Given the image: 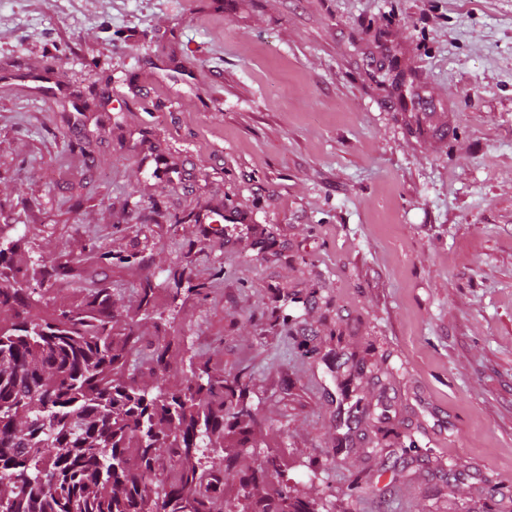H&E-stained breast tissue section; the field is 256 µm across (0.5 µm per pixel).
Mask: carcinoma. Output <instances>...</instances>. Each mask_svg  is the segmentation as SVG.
Here are the masks:
<instances>
[{"mask_svg":"<svg viewBox=\"0 0 512 512\" xmlns=\"http://www.w3.org/2000/svg\"><path fill=\"white\" fill-rule=\"evenodd\" d=\"M27 289L0 283V512H226L234 472L258 488L279 474L266 456L245 469L241 452L202 467L198 448L256 418L243 390L208 379L147 389L125 373L131 336H113L111 299L30 319ZM253 512H310L284 489Z\"/></svg>","mask_w":512,"mask_h":512,"instance_id":"obj_1","label":"carcinoma"}]
</instances>
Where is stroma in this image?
Here are the masks:
<instances>
[{
    "label": "stroma",
    "instance_id": "stroma-1",
    "mask_svg": "<svg viewBox=\"0 0 512 512\" xmlns=\"http://www.w3.org/2000/svg\"><path fill=\"white\" fill-rule=\"evenodd\" d=\"M0 242L312 512H512V0H0Z\"/></svg>",
    "mask_w": 512,
    "mask_h": 512
}]
</instances>
